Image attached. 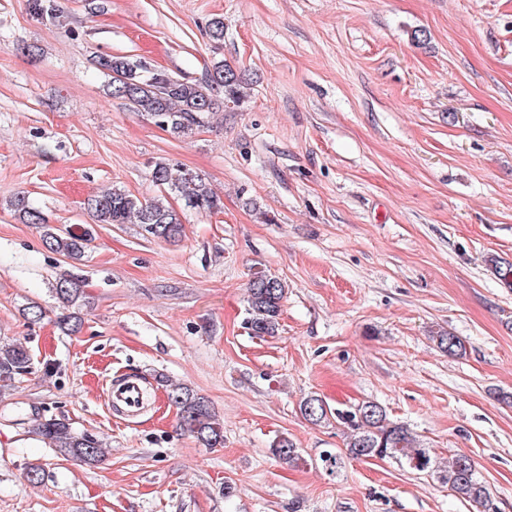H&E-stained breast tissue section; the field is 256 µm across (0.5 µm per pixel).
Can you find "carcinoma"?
Segmentation results:
<instances>
[{"label": "carcinoma", "mask_w": 512, "mask_h": 512, "mask_svg": "<svg viewBox=\"0 0 512 512\" xmlns=\"http://www.w3.org/2000/svg\"><path fill=\"white\" fill-rule=\"evenodd\" d=\"M98 66L109 73H121L125 79L112 82V94L122 98L139 112L159 117L166 122L165 131L172 136L188 137L208 123L210 115L229 103L235 105L244 98L241 91L243 75L222 62L206 70L204 79L185 81L161 72L148 81L140 75L142 66L126 56H106ZM216 87L224 89V99L212 96ZM152 181L164 191L175 195L180 208L159 199L140 198L117 186L101 190L87 199V210L98 224H139L153 238L171 242L183 231L181 211L214 212L220 199L200 175L178 165L160 161L151 170ZM10 207L24 224H34L42 230L46 247L71 261H79L89 247V230L63 233L49 223L47 216L32 205L28 197L18 194ZM54 292L64 312L57 316L61 331L76 334L82 326L79 313L83 292L78 278L68 274L60 278ZM286 285L278 278L255 273L248 286V320L251 332L259 337L274 336L279 329V317ZM437 348L450 356L465 353V342L458 336L440 329L432 332ZM34 359L23 343L0 346V394L15 387L24 375L32 373ZM168 399L177 409L179 426L207 448L224 444V427L212 410L208 399L194 389L177 385L168 391ZM301 414L314 424L334 419L346 428L345 450L352 459H393L410 471L436 478L477 508L486 505L487 487L479 477L474 461L462 452L454 453L448 465L442 467L431 449L422 446L406 425L391 420L383 406L365 401L347 409H333L321 397L309 395L300 403ZM31 432L53 448L81 462L92 464L103 456L102 446L91 435L76 431L64 417L33 418ZM271 454L287 466L300 460L296 444L287 436L278 437L270 448Z\"/></svg>", "instance_id": "obj_1"}]
</instances>
